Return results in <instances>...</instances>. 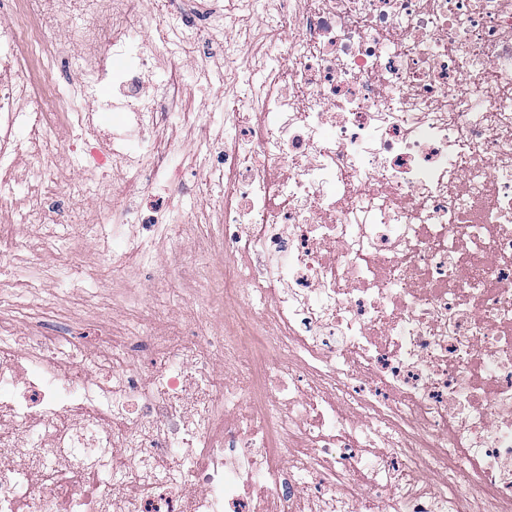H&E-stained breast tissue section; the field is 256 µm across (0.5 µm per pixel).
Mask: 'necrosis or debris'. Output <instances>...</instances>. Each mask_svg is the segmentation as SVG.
Listing matches in <instances>:
<instances>
[{"label":"necrosis or debris","instance_id":"1","mask_svg":"<svg viewBox=\"0 0 512 512\" xmlns=\"http://www.w3.org/2000/svg\"><path fill=\"white\" fill-rule=\"evenodd\" d=\"M179 2L158 51L143 0H0V208L38 230L10 258L70 226L67 256L28 266L0 309L53 308L43 280L70 278L94 198L136 321L88 359L64 351L71 326L0 321V512H373L382 493L389 512H512V0H245L263 18L248 50L225 32L224 71L259 51L263 77L223 144L203 132L192 149L227 189L219 212L199 189L132 236L100 171L124 166L119 196L180 191L182 151L158 129L190 120L183 57L227 21L220 0ZM65 59L83 96L51 80ZM104 83L109 128L85 107ZM77 130L84 174L55 207ZM191 237L224 264L188 301L220 279L224 311L174 348L128 273L175 282ZM218 362L234 369L220 391Z\"/></svg>","mask_w":512,"mask_h":512}]
</instances>
